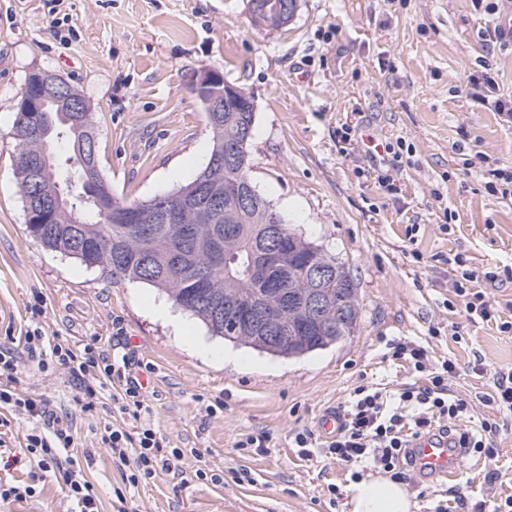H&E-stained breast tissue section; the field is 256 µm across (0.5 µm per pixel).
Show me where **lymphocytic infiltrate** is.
<instances>
[{
	"mask_svg": "<svg viewBox=\"0 0 512 512\" xmlns=\"http://www.w3.org/2000/svg\"><path fill=\"white\" fill-rule=\"evenodd\" d=\"M494 277L491 271L481 277L470 270L462 271L454 282L455 293L469 320L492 321L500 332L511 334L512 321L501 320L498 308L479 285L480 279ZM25 349L28 360L40 371L48 372L59 365L67 367L73 379L82 384L80 404L86 410L94 407L104 381L125 380V388L113 393L112 406L130 418V427L117 426L109 420L99 427L103 447L127 468L122 476L124 485L149 481L158 470L173 468L175 461L183 457V449H166L156 431L142 423L145 399L141 383L126 377L121 367L95 347L89 345L79 350L60 338L50 342L44 331L37 328L27 333ZM388 355L391 360L407 362L417 372L428 373L427 385L403 388L393 404L381 390L357 386L346 412V427L336 438L327 440V454L341 463H362L389 472L397 462H409V450L418 437L438 433L450 437L456 447L493 458L495 450L489 441L497 434L499 424L486 420L476 430L465 424L468 405L452 398L448 389L449 379L459 374L455 362L447 359L440 369H432L427 349L410 342L392 344ZM17 368L16 357L0 351V406L28 420L26 450L39 471H62L68 495L78 512H98L94 486L73 455L71 420L58 415L42 396L19 391Z\"/></svg>",
	"mask_w": 512,
	"mask_h": 512,
	"instance_id": "1",
	"label": "lymphocytic infiltrate"
}]
</instances>
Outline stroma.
I'll use <instances>...</instances> for the list:
<instances>
[{"label":"stroma","mask_w":512,"mask_h":512,"mask_svg":"<svg viewBox=\"0 0 512 512\" xmlns=\"http://www.w3.org/2000/svg\"><path fill=\"white\" fill-rule=\"evenodd\" d=\"M496 4L491 13L475 0H298L288 26L264 30L247 0H0V350L16 355L20 390L72 418L79 450L93 456L99 512H113L117 487L128 512H348L328 487L347 488L351 467L318 452L300 458L294 438L307 431L321 446L318 416L344 407L357 385L395 395L425 384L386 358L393 341L466 368L450 389L468 402L470 426L501 425L493 459L467 455L458 480L403 474L416 512H435L453 490L483 512L512 495V482L486 480L492 468L512 473V415L479 402L488 378L467 369L476 351L512 368V334L447 306L453 269L492 271L482 288L512 318V182L500 175L512 163V118L468 94L488 68L496 97L512 99V45L481 38L512 0ZM200 68L255 104L253 185L356 283L358 324L336 346L288 359L226 341L161 290L86 268L27 229L14 125L30 73H54L85 97L113 194L142 201L208 162L211 135L189 83ZM38 327L128 354L146 391L142 421L186 451L174 471L123 485L124 465L96 434L101 407L82 411L67 369L28 362L24 336ZM252 435L265 436L266 453L239 448ZM200 467L220 482L195 479ZM74 508L58 472L0 512Z\"/></svg>","instance_id":"35a3bbf8"}]
</instances>
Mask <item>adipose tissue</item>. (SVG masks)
<instances>
[{"mask_svg": "<svg viewBox=\"0 0 512 512\" xmlns=\"http://www.w3.org/2000/svg\"><path fill=\"white\" fill-rule=\"evenodd\" d=\"M349 512H415L416 503L405 482L371 476L349 485Z\"/></svg>", "mask_w": 512, "mask_h": 512, "instance_id": "obj_1", "label": "adipose tissue"}]
</instances>
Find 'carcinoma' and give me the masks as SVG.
I'll return each mask as SVG.
<instances>
[{
  "instance_id": "carcinoma-1",
  "label": "carcinoma",
  "mask_w": 512,
  "mask_h": 512,
  "mask_svg": "<svg viewBox=\"0 0 512 512\" xmlns=\"http://www.w3.org/2000/svg\"><path fill=\"white\" fill-rule=\"evenodd\" d=\"M243 104L231 99L224 103V127L212 131V150L234 148L221 167L202 169L195 180L180 188L187 195L196 192L195 182L203 180L224 196V212L211 220L194 211L183 214L176 224L153 225L148 237L135 224H111L97 207L83 198L84 188L68 184L70 170L84 174V133L60 122L49 136L50 163L56 181L42 184L41 196L49 199L57 186L70 187L69 207L57 212L53 224H30L29 231L45 247L79 260L114 278L141 282L163 290L180 309L196 316L214 336L261 350L269 355L298 358L333 346L351 335L357 326V288L346 268L320 246L290 227H284L288 248L276 261L265 259L268 232L278 212L262 197L239 205L244 180L250 179V143L238 140L241 127L251 132L255 113L242 111ZM15 172L27 170L42 151L35 142L16 145ZM329 270L322 291L329 307L317 319L308 317L302 305L317 288L305 273L307 265ZM288 288L294 299L288 313L273 304L268 316L277 326L288 327L285 342L262 337L257 328L239 317L240 308L262 302L274 283Z\"/></svg>"
}]
</instances>
